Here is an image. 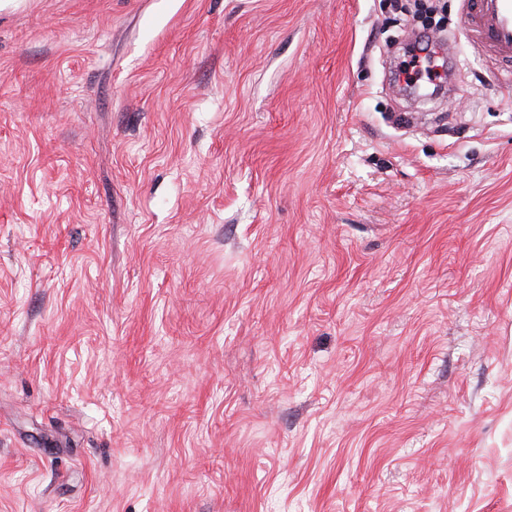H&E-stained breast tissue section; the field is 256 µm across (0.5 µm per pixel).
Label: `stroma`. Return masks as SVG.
I'll list each match as a JSON object with an SVG mask.
<instances>
[{
	"mask_svg": "<svg viewBox=\"0 0 512 512\" xmlns=\"http://www.w3.org/2000/svg\"><path fill=\"white\" fill-rule=\"evenodd\" d=\"M393 0L0 9V512H512V77Z\"/></svg>",
	"mask_w": 512,
	"mask_h": 512,
	"instance_id": "obj_1",
	"label": "stroma"
}]
</instances>
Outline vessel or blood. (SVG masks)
<instances>
[{"instance_id": "obj_1", "label": "vessel or blood", "mask_w": 512, "mask_h": 512, "mask_svg": "<svg viewBox=\"0 0 512 512\" xmlns=\"http://www.w3.org/2000/svg\"><path fill=\"white\" fill-rule=\"evenodd\" d=\"M461 25L478 32L499 58L512 61V0H463Z\"/></svg>"}]
</instances>
